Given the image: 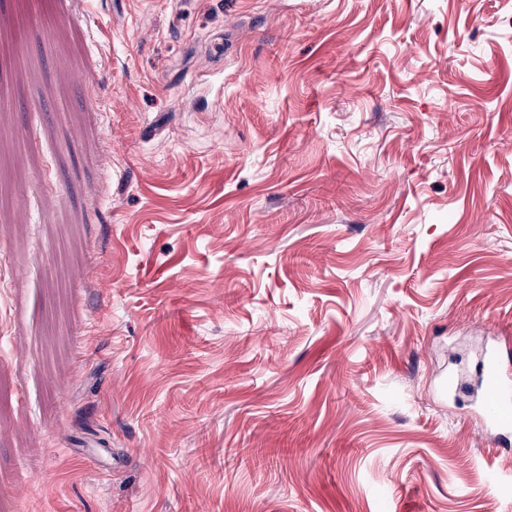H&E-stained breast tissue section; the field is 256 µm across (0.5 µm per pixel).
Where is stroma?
Segmentation results:
<instances>
[{
	"label": "stroma",
	"mask_w": 512,
	"mask_h": 512,
	"mask_svg": "<svg viewBox=\"0 0 512 512\" xmlns=\"http://www.w3.org/2000/svg\"><path fill=\"white\" fill-rule=\"evenodd\" d=\"M495 346L512 0H0V512H512ZM483 372L485 381L481 390V409L485 419L501 431V436L506 441L512 431V393L502 379L497 352L487 355Z\"/></svg>",
	"instance_id": "stroma-1"
}]
</instances>
